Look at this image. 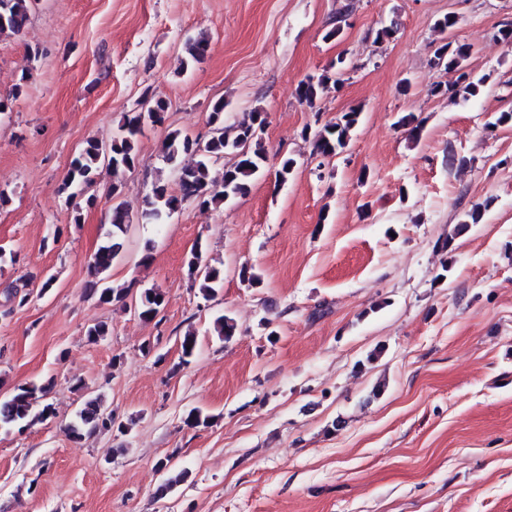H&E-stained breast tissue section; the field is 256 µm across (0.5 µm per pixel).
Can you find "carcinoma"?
I'll use <instances>...</instances> for the list:
<instances>
[{"mask_svg":"<svg viewBox=\"0 0 512 512\" xmlns=\"http://www.w3.org/2000/svg\"><path fill=\"white\" fill-rule=\"evenodd\" d=\"M35 0H0V34L19 33L26 26ZM208 42L205 38L188 39L185 43L187 55L186 65L200 62L207 52ZM469 49L463 45L441 41L435 45L434 57L443 63L444 68L457 73L454 87L436 85L432 89L434 95L451 93L464 100L477 96L484 87L486 77H477L463 66L468 57ZM347 68L344 60L322 70L321 73L309 75L297 87L300 102L312 107L329 90L338 87L344 81ZM226 103L215 101L208 114L207 125L212 127V134L205 140L173 130L166 136L164 158L173 165L180 188L181 196L168 194L164 183L156 182L151 193L144 200L142 217L156 224H162L171 212L185 201L195 202L201 207L219 206L250 191L252 181L261 174L267 163V152L262 144L261 134L257 127L266 122L264 113L256 109L233 128L224 125ZM359 113L346 112L334 122L324 124L313 134L314 153L324 159L338 155L349 141L351 130L358 123ZM139 115L127 119L122 129L125 134L112 139L109 143V154H104V143L97 139H89L79 156L73 160L66 174V187H81L93 182L94 175L101 166H106L116 173L120 170L135 167L138 160L137 136L134 127L138 124ZM182 155H189L194 162L180 165L177 160ZM223 165L220 178L211 177V170L216 165ZM112 204L110 224L112 230L107 233V240L96 251L92 268L97 274L107 272L112 264L120 258L124 250V239L128 231L126 223V202L122 200V185L112 184ZM482 208L475 206L466 212L460 224L454 229V235L462 234L473 224L481 222ZM189 274L199 282L202 298L210 301L216 297L224 282V272L218 268L201 264V258L193 253L187 262ZM91 293L98 296L101 303L123 300L129 289L110 288L94 283ZM165 302L164 293L158 288L142 290L136 297L137 314L144 319L155 317ZM217 336L228 341L237 333L235 320L228 315H221L214 320ZM50 383L22 386L16 391L0 399V428L23 429L36 420H42L53 413L52 405L46 404L38 412H33L34 395L45 393ZM102 397L97 395L85 399L71 425V433L80 438L86 433L98 429L112 427V421L102 415ZM159 470L167 473L163 484L158 488L160 495H165L174 487L187 482L189 472L186 470L171 471L164 463Z\"/></svg>","mask_w":512,"mask_h":512,"instance_id":"obj_1","label":"carcinoma"}]
</instances>
